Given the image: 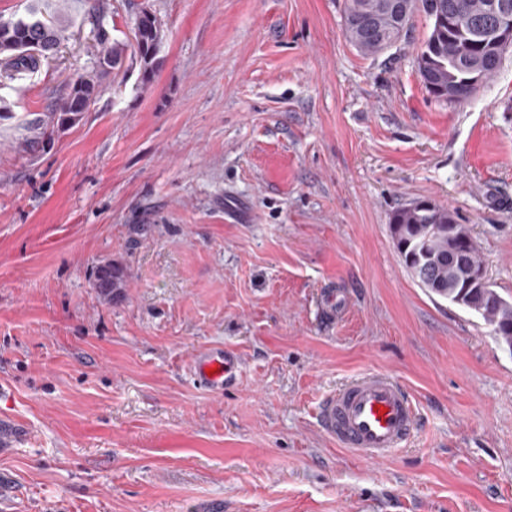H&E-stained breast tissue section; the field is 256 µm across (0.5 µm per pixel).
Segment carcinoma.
Instances as JSON below:
<instances>
[{
    "mask_svg": "<svg viewBox=\"0 0 512 512\" xmlns=\"http://www.w3.org/2000/svg\"><path fill=\"white\" fill-rule=\"evenodd\" d=\"M512 0H345V21L355 20L370 9L375 14L374 28H351L349 38L362 52L381 53L404 39L401 28L422 12L431 21L430 30L420 52L428 53L425 66L418 69L425 87L436 98L453 103L468 101L476 89L498 71L502 58L487 51L474 33L488 28L493 21L492 4ZM42 11L33 6L25 17L0 20V67L16 76L37 72L66 39L67 29L40 17ZM110 11L104 0H91L87 21L96 30L105 61L93 70L78 75L66 94L34 126L50 136L82 119L95 102L101 81L122 67L126 54L139 63L143 83L152 81L161 65L163 34L156 14H137L133 19L134 39L126 44L112 39L109 29ZM390 232L396 249L410 274L423 266L426 279L422 288L452 304L479 315L498 339L512 348V303L493 288L468 285L466 272L481 264L469 228L457 222L455 213L441 210H418L406 206L390 220ZM428 243V254L416 249L420 241ZM126 270L106 263L97 268L94 287L108 299L123 295Z\"/></svg>",
    "mask_w": 512,
    "mask_h": 512,
    "instance_id": "obj_1",
    "label": "carcinoma"
}]
</instances>
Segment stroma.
Instances as JSON below:
<instances>
[{
    "mask_svg": "<svg viewBox=\"0 0 512 512\" xmlns=\"http://www.w3.org/2000/svg\"><path fill=\"white\" fill-rule=\"evenodd\" d=\"M149 2L155 78L126 58L51 137L34 119L100 51L85 0H44L69 40L0 72V427L23 435L0 512H512V350L421 288L389 229L450 208L512 302V48L454 104L418 74L424 14L365 55L344 0ZM210 348L240 360L220 393L192 373ZM369 371L420 413L382 462L316 421ZM126 276L127 274L123 267L106 263L97 268L93 285L102 297L108 299L118 298L123 295Z\"/></svg>",
    "mask_w": 512,
    "mask_h": 512,
    "instance_id": "1",
    "label": "stroma"
}]
</instances>
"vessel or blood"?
I'll return each mask as SVG.
<instances>
[{"mask_svg": "<svg viewBox=\"0 0 512 512\" xmlns=\"http://www.w3.org/2000/svg\"><path fill=\"white\" fill-rule=\"evenodd\" d=\"M198 383L223 390L239 370L227 351L213 349L193 360ZM317 421L325 435L352 455L380 462L403 449L419 419L407 389L394 378L370 373L356 378L319 402Z\"/></svg>", "mask_w": 512, "mask_h": 512, "instance_id": "1", "label": "vessel or blood"}]
</instances>
